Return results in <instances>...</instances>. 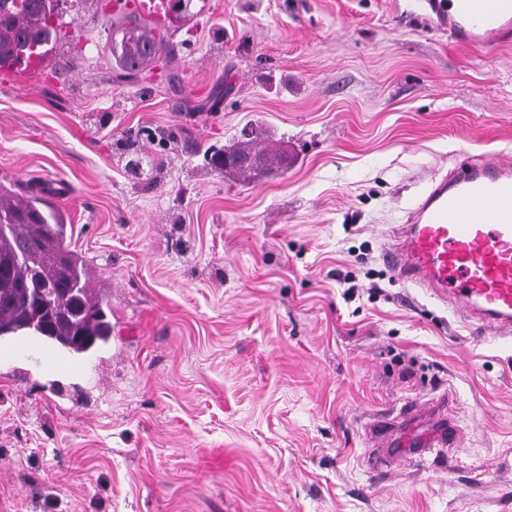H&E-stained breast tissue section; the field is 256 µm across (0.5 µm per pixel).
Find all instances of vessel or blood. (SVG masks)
<instances>
[{
	"mask_svg": "<svg viewBox=\"0 0 512 512\" xmlns=\"http://www.w3.org/2000/svg\"><path fill=\"white\" fill-rule=\"evenodd\" d=\"M437 26L457 44L494 48L512 41V0H423ZM115 15L134 13L154 35L167 36L189 19L172 0H114ZM52 54L23 59L20 68L0 69V84L19 72L46 75ZM388 262L399 280L427 288L463 308L473 337L512 334V154L477 156L437 182L415 209ZM412 413L380 420L371 428L378 442L399 432L403 453L424 456L456 447L458 429L438 416L420 430Z\"/></svg>",
	"mask_w": 512,
	"mask_h": 512,
	"instance_id": "vessel-or-blood-1",
	"label": "vessel or blood"
}]
</instances>
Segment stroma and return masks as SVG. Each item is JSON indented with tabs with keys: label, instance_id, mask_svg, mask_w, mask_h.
Instances as JSON below:
<instances>
[{
	"label": "stroma",
	"instance_id": "obj_1",
	"mask_svg": "<svg viewBox=\"0 0 512 512\" xmlns=\"http://www.w3.org/2000/svg\"><path fill=\"white\" fill-rule=\"evenodd\" d=\"M58 8L49 74L0 87V183L65 215L112 337H0V512H512V336L385 259L432 180L512 152V43L422 0H189L126 79L118 19ZM249 122L288 165L245 182L204 152ZM444 393L458 447L371 470L368 424Z\"/></svg>",
	"mask_w": 512,
	"mask_h": 512
}]
</instances>
